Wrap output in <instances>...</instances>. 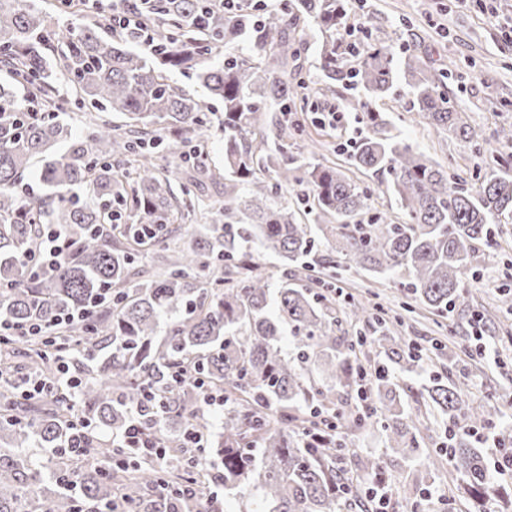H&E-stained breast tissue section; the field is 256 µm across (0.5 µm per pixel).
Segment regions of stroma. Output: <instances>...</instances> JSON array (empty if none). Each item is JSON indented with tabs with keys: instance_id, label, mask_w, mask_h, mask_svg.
<instances>
[{
	"instance_id": "obj_1",
	"label": "stroma",
	"mask_w": 512,
	"mask_h": 512,
	"mask_svg": "<svg viewBox=\"0 0 512 512\" xmlns=\"http://www.w3.org/2000/svg\"><path fill=\"white\" fill-rule=\"evenodd\" d=\"M352 9L346 20L352 28L345 39L361 43L374 36L394 51H402L410 34H417L428 49L426 66L449 72L448 93L460 111L467 115L470 126L486 138L481 151L460 147L455 140L437 137L429 127L409 110L410 94L404 82H397L392 95L377 102L390 134L431 156L450 175L474 180L483 175L492 156L512 155V140L499 141L497 132L512 131V40L485 20L479 0L459 6L457 0H351ZM364 90L342 81L336 85L335 99L309 98L299 118L307 134L319 141V161L336 166L370 195L368 216H387L402 221L393 197L381 183L379 175L356 170L350 164L355 140L363 132L358 108L367 102ZM342 115V128L328 124L329 113ZM498 263L484 268L473 261L472 273L465 280L467 304L454 305L452 311L432 313L416 308L406 318L401 334L405 340L429 344L431 338L442 337L445 353L433 366L439 378L450 377L466 386L470 397H488L494 403L501 421L504 444L512 445V342L500 340L493 327H485L482 338H474L469 319L480 308L494 309L495 295L505 287L512 288V224L499 227ZM343 294L336 300V317L344 319L351 302L367 300L377 293L385 306L399 308L406 294L396 290L392 280L373 281L353 272L336 279ZM424 442L412 463L387 457V470L398 483L416 481L419 489L432 494L449 493L452 473L447 455L438 451L449 425L446 418L429 417ZM466 501L452 498L447 512H467Z\"/></svg>"
}]
</instances>
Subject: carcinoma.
<instances>
[{"instance_id":"obj_1","label":"carcinoma","mask_w":512,"mask_h":512,"mask_svg":"<svg viewBox=\"0 0 512 512\" xmlns=\"http://www.w3.org/2000/svg\"><path fill=\"white\" fill-rule=\"evenodd\" d=\"M136 7L154 32L145 53L130 31L111 37L67 20L50 22L33 0H0V321L52 325L86 310L53 336H0V374L9 372L14 346L26 347L42 375L54 376L62 359L92 364L99 377L80 375L76 391L53 393L49 412L25 408L19 391L0 390V512H38L47 490V512H113L116 486L123 512H197L188 494L202 493L213 473L199 467L194 452H181L189 425H199L186 396L195 380L224 391V433L207 456L220 459L224 487L260 498L244 512H371L368 485L386 477L382 455H360L348 428L377 426L386 449L410 460L418 450L427 412L448 416L456 429L448 466L469 512H512L501 505L495 476L466 431L492 427L495 409L468 402L453 382L433 378L410 389L408 408L386 368L371 379V416L349 417L336 407V393L351 387L362 370L361 339L335 335L330 279L340 263L370 273H401L399 284L435 312L464 297L463 280L475 258L492 267L498 257L493 225L512 217V168L499 164L472 185L448 177L440 164L397 137L385 134L380 112L364 110L368 133L355 142L352 159L364 170L387 175L404 215L355 224L369 195L344 172L323 163L292 165L289 152L305 130L288 119L298 87L288 84L299 48L291 44L293 21L302 13L318 36L324 80L316 94H336L348 79L373 97H388L398 78L411 95L410 111L439 136L479 148L476 133L452 105L445 74L423 67L422 42L412 40L402 56L381 40L346 45L340 36L348 0H289L261 22L246 9L226 10L219 0H142ZM252 47L229 56L224 50L246 35ZM193 75L209 97L222 102L211 112L205 101L171 81L170 73ZM65 82L66 94L57 85ZM25 92L27 108L20 100ZM89 102L91 133L72 137L58 119L69 101ZM123 118L120 124L102 113ZM276 130L269 136L267 129ZM224 133V203L201 218L210 232L188 250L168 241L202 202L188 199L189 186L203 191L216 173L195 167L183 197L175 194L179 166H161L144 152L147 136L179 135L204 151L209 133ZM68 142L65 154L48 150ZM40 159L39 179L47 202L30 203L17 191L24 171ZM310 192L307 214L318 232L277 201L282 188ZM138 222L119 228L122 211ZM63 226L64 250L54 269L35 272L37 225L45 216ZM335 219L330 224L328 220ZM256 241L282 268L256 263L244 243ZM178 252L166 267L150 272L133 266L153 247ZM321 268L329 280L301 288L292 273ZM292 351L282 348L283 330ZM101 336L112 337L105 350ZM391 362L401 371L420 370L411 350L384 336ZM190 365L183 381L174 375ZM146 407L147 434L172 449L165 471L148 457L130 455L101 438L97 427L120 432L128 406ZM330 425L316 439V427ZM80 437L89 453L60 451ZM52 448L40 457L34 447ZM117 463L107 473L96 458ZM348 493H343L342 488Z\"/></svg>"}]
</instances>
